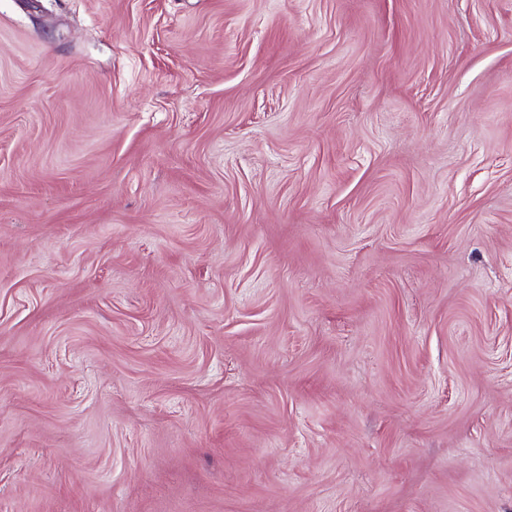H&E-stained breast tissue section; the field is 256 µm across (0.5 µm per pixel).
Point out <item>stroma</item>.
<instances>
[{
  "mask_svg": "<svg viewBox=\"0 0 512 512\" xmlns=\"http://www.w3.org/2000/svg\"><path fill=\"white\" fill-rule=\"evenodd\" d=\"M0 512H512V0H0Z\"/></svg>",
  "mask_w": 512,
  "mask_h": 512,
  "instance_id": "stroma-1",
  "label": "stroma"
}]
</instances>
